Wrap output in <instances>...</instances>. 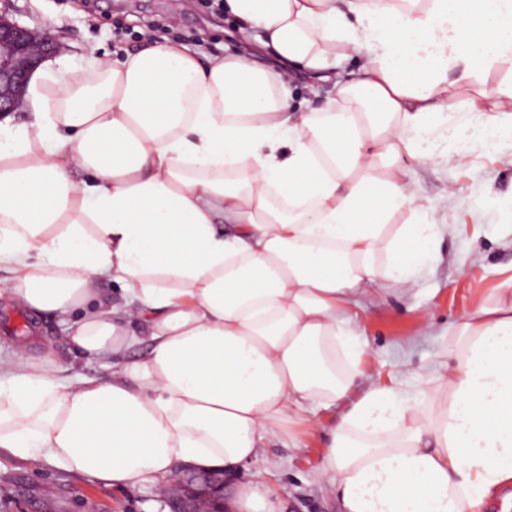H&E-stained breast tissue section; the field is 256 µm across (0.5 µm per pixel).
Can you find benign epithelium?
Wrapping results in <instances>:
<instances>
[{
  "instance_id": "7a95c632",
  "label": "benign epithelium",
  "mask_w": 512,
  "mask_h": 512,
  "mask_svg": "<svg viewBox=\"0 0 512 512\" xmlns=\"http://www.w3.org/2000/svg\"><path fill=\"white\" fill-rule=\"evenodd\" d=\"M48 30L23 26L0 13V115L16 111L33 72L57 49ZM232 477L222 470L187 466L163 497L168 512H224Z\"/></svg>"
}]
</instances>
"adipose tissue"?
Instances as JSON below:
<instances>
[{"label": "adipose tissue", "mask_w": 512, "mask_h": 512, "mask_svg": "<svg viewBox=\"0 0 512 512\" xmlns=\"http://www.w3.org/2000/svg\"><path fill=\"white\" fill-rule=\"evenodd\" d=\"M224 11L279 67L158 41L77 72L62 55L32 74L25 120L0 116V296L112 369L0 361V453L167 485L187 465L235 472L299 426L326 437L318 478L341 512H480L512 484V278L449 327L429 391L377 384L327 428L310 412L367 374L363 300L414 295L458 230L412 164L512 147V82L481 86L512 68V0ZM293 70L329 84L320 109H291Z\"/></svg>", "instance_id": "ef3b65f1"}]
</instances>
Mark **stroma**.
Wrapping results in <instances>:
<instances>
[{"instance_id": "obj_1", "label": "stroma", "mask_w": 512, "mask_h": 512, "mask_svg": "<svg viewBox=\"0 0 512 512\" xmlns=\"http://www.w3.org/2000/svg\"><path fill=\"white\" fill-rule=\"evenodd\" d=\"M10 18L32 28H51L67 53L71 69L87 66L91 57L114 59L137 51L147 39L171 41L204 54L240 52L242 39L217 0H0ZM412 178L420 198L431 201L439 216L458 225L445 239L441 258L416 277L417 300L433 321L428 335H416V314L409 300L371 298L360 312L365 359L370 377L358 379L352 397L372 381L397 377L411 389L421 388V374L448 347L451 322L479 302L495 299L512 267V152L494 158L470 154L456 169L430 164L414 166ZM461 189L453 203L443 196L449 183ZM29 355L73 372L109 378V368L75 360L54 318H45ZM322 439L303 438L300 447L271 439L260 457L239 470L237 484L268 483L280 512H337L317 476ZM157 485L115 488L42 464L0 457V512H162Z\"/></svg>"}]
</instances>
